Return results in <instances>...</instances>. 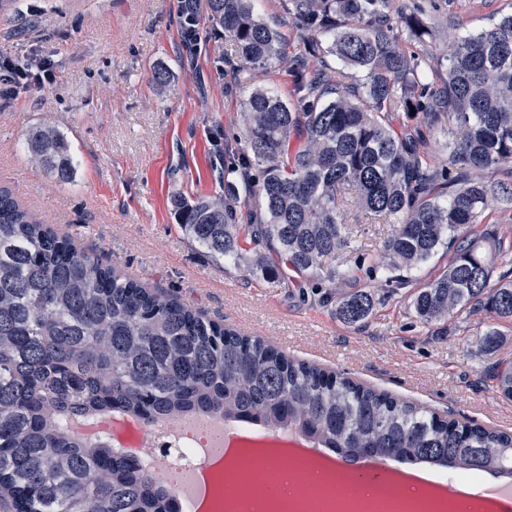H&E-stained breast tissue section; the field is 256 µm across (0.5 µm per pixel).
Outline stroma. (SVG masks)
I'll use <instances>...</instances> for the list:
<instances>
[{
	"mask_svg": "<svg viewBox=\"0 0 512 512\" xmlns=\"http://www.w3.org/2000/svg\"><path fill=\"white\" fill-rule=\"evenodd\" d=\"M433 33L408 41L431 82L445 67L448 38L483 27L512 11V0H418ZM178 0H15L0 12V56L21 63L38 56L54 80L0 100V188L37 219L73 239L77 248L120 270L150 291L191 305L204 319L264 338L287 356L340 373L401 400L424 405L445 420L469 421L512 433V402L498 397L487 376L512 361V322L462 315L445 331L422 324L409 289L391 295L370 281L383 306L365 326L337 320L324 299L335 286L303 279L279 285L247 272L245 260L212 256L181 229L170 197L223 195L212 162L232 154L242 131L244 92L230 70L237 64L227 33L198 26L194 56L182 48ZM254 9L288 40L287 56L255 81L284 102L295 98L288 74L297 41L282 0H254ZM168 79L156 83L153 73ZM35 126L61 132L72 147L75 176L59 182L31 157L26 134ZM389 224L350 225L353 246L331 265L352 266L377 252ZM496 329L500 345L483 336Z\"/></svg>",
	"mask_w": 512,
	"mask_h": 512,
	"instance_id": "35a3bbf8",
	"label": "stroma"
}]
</instances>
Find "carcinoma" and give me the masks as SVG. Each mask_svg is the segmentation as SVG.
I'll return each instance as SVG.
<instances>
[{
    "label": "carcinoma",
    "instance_id": "cac0c4a2",
    "mask_svg": "<svg viewBox=\"0 0 512 512\" xmlns=\"http://www.w3.org/2000/svg\"><path fill=\"white\" fill-rule=\"evenodd\" d=\"M308 53L326 44L336 64L289 69L296 98L254 88L243 100L244 145L215 158L224 197L171 198L181 227L211 253L242 257L239 230L258 254L251 272L332 284L384 276L396 292L439 250L448 265L411 295L426 325L485 313L512 321V229L482 253L466 230L494 204L512 206V12L448 45L442 84L403 42L430 34L417 2L284 0ZM212 26L229 32L241 85L283 58L284 37L252 0H207ZM452 136L448 161L432 145ZM61 182L74 177L68 140L52 128L27 139ZM242 167L248 197L231 174ZM261 201L264 224L236 223L238 204ZM392 224L367 263L328 267L348 248L349 224ZM380 298L336 294L335 313L361 327ZM491 379L512 400V364ZM122 413L148 426L201 415L294 428L346 458L394 457L512 478V435L468 423L449 427L413 403L288 357L259 337L204 320L191 306L147 291L58 236L0 190V508L4 512H179L152 463L78 421Z\"/></svg>",
    "mask_w": 512,
    "mask_h": 512
}]
</instances>
